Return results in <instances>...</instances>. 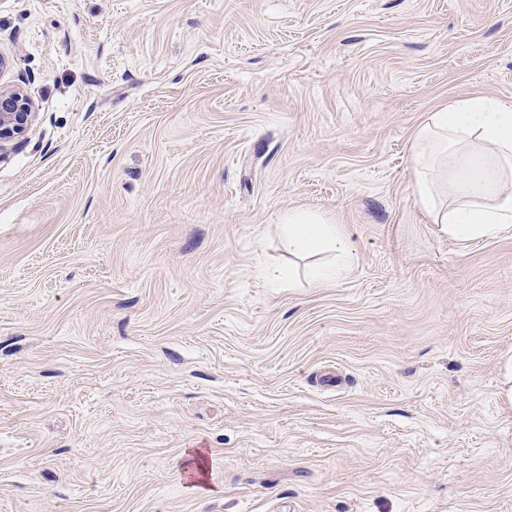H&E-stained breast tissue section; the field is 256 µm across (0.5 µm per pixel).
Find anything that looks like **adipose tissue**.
Listing matches in <instances>:
<instances>
[{"instance_id": "1", "label": "adipose tissue", "mask_w": 512, "mask_h": 512, "mask_svg": "<svg viewBox=\"0 0 512 512\" xmlns=\"http://www.w3.org/2000/svg\"><path fill=\"white\" fill-rule=\"evenodd\" d=\"M411 188L427 223L449 239L494 238L512 230V103L470 97L428 113L411 148ZM282 245L291 254L332 250L315 267L314 287L336 284L351 270L341 225L304 209L280 217Z\"/></svg>"}]
</instances>
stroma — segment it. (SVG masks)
<instances>
[{"label": "stroma", "instance_id": "stroma-1", "mask_svg": "<svg viewBox=\"0 0 512 512\" xmlns=\"http://www.w3.org/2000/svg\"><path fill=\"white\" fill-rule=\"evenodd\" d=\"M0 512H512V231L410 185L512 103V0H0ZM341 224L292 286L279 219ZM32 99L19 87L0 85V151L26 134L36 120ZM335 220L304 209H289L280 216L282 245L289 254L314 255L331 249L334 259L315 267L314 287L336 284L351 271V250L342 226Z\"/></svg>", "mask_w": 512, "mask_h": 512}]
</instances>
